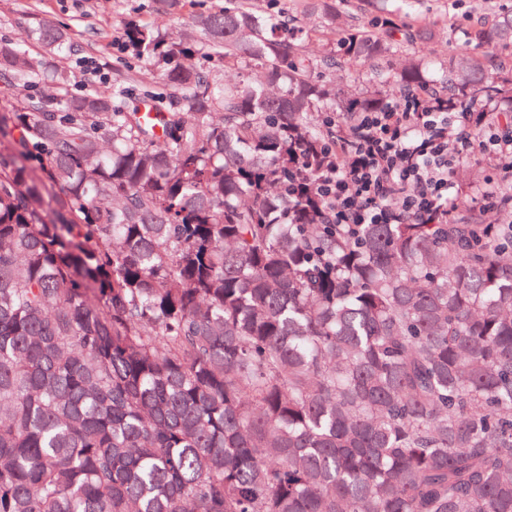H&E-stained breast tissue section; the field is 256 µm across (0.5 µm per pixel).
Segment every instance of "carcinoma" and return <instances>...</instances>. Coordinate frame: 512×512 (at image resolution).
<instances>
[{
	"label": "carcinoma",
	"mask_w": 512,
	"mask_h": 512,
	"mask_svg": "<svg viewBox=\"0 0 512 512\" xmlns=\"http://www.w3.org/2000/svg\"><path fill=\"white\" fill-rule=\"evenodd\" d=\"M224 0L129 24L164 68L70 92L0 41V512H512V223L335 224L324 115L431 85L417 0ZM26 37L62 56L51 25ZM438 62L450 102L512 112V11ZM403 57L337 90L340 64Z\"/></svg>",
	"instance_id": "carcinoma-1"
}]
</instances>
